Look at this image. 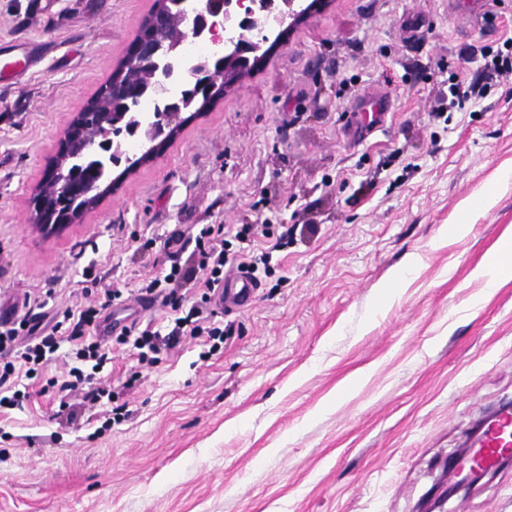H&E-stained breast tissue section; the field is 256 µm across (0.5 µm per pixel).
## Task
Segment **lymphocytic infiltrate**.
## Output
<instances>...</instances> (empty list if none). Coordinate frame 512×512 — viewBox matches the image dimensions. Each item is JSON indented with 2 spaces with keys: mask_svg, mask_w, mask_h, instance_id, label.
Segmentation results:
<instances>
[{
  "mask_svg": "<svg viewBox=\"0 0 512 512\" xmlns=\"http://www.w3.org/2000/svg\"><path fill=\"white\" fill-rule=\"evenodd\" d=\"M291 228L273 232L269 219L258 224H239L225 230L220 224L204 225L193 236L178 235L164 245L161 270L145 277L138 290L141 297L160 307L176 311L169 332L136 326L122 328L118 336L102 334L104 312L123 293L103 288L94 303L65 310L61 320L43 327L39 300H24V312L16 319L0 323V409L23 407L31 394L28 380L44 378L61 343H69L71 367L62 377L45 378L46 385L60 398L79 390L92 404L111 403L113 392L96 376L112 360L113 344L128 345L139 363H155L159 354L170 351L182 337L202 341L201 359H209L224 347L225 330L215 317L214 292L236 270L247 271L253 280L275 272L274 252L287 246Z\"/></svg>",
  "mask_w": 512,
  "mask_h": 512,
  "instance_id": "obj_1",
  "label": "lymphocytic infiltrate"
}]
</instances>
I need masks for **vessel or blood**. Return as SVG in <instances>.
I'll use <instances>...</instances> for the list:
<instances>
[{"instance_id": "obj_1", "label": "vessel or blood", "mask_w": 512, "mask_h": 512, "mask_svg": "<svg viewBox=\"0 0 512 512\" xmlns=\"http://www.w3.org/2000/svg\"><path fill=\"white\" fill-rule=\"evenodd\" d=\"M39 57L36 45L14 44L0 50V84L14 85L34 68ZM256 293L255 283L246 275H236L217 290L220 307L238 309L248 305ZM512 453V405H502L486 420L480 434L466 452L449 461L448 475L455 478L475 466L495 467L499 458Z\"/></svg>"}]
</instances>
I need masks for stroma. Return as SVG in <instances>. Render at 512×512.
<instances>
[{
	"instance_id": "1",
	"label": "stroma",
	"mask_w": 512,
	"mask_h": 512,
	"mask_svg": "<svg viewBox=\"0 0 512 512\" xmlns=\"http://www.w3.org/2000/svg\"><path fill=\"white\" fill-rule=\"evenodd\" d=\"M0 0V44L42 56L0 87V314L86 300L84 270L124 291L162 242L204 224L313 225L278 252L246 307L218 314L224 350L184 338L148 367L114 347L113 406L30 386L0 413V512H421L448 457L512 401V280L474 274L512 226V0H330L261 67L177 129L61 234L33 199L72 123L118 68L156 0ZM484 96L447 119L448 86ZM387 114L367 127L361 103ZM488 200H481L483 190ZM467 224L465 234L452 233ZM158 245L145 251L141 237ZM415 259L407 282L396 277ZM447 512H512V466Z\"/></svg>"
}]
</instances>
